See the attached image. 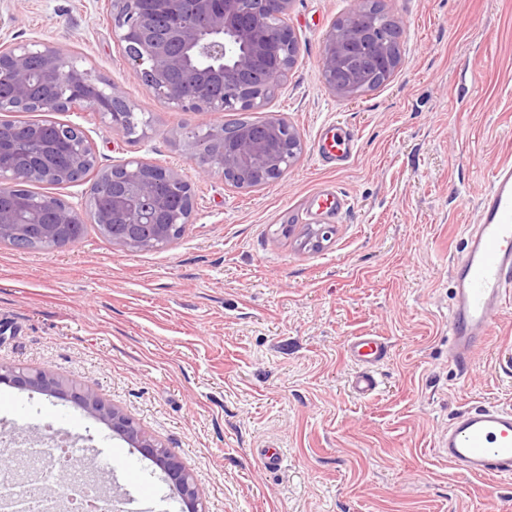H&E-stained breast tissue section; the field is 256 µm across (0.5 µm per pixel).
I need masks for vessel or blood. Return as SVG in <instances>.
<instances>
[{
  "mask_svg": "<svg viewBox=\"0 0 512 512\" xmlns=\"http://www.w3.org/2000/svg\"><path fill=\"white\" fill-rule=\"evenodd\" d=\"M358 139L346 126H331L320 135V160L347 164L357 152ZM453 302L448 328V357L469 368L477 342L495 334L494 314L512 301V163L497 165L482 195L477 221L471 225L466 249L452 269ZM347 353L355 362L354 390L375 392L376 367L388 347L379 337L363 334L351 339ZM455 471L466 477L512 476V408L495 404L459 412L437 443Z\"/></svg>",
  "mask_w": 512,
  "mask_h": 512,
  "instance_id": "1",
  "label": "vessel or blood"
}]
</instances>
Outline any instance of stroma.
Masks as SVG:
<instances>
[{"instance_id": "stroma-1", "label": "stroma", "mask_w": 512, "mask_h": 512, "mask_svg": "<svg viewBox=\"0 0 512 512\" xmlns=\"http://www.w3.org/2000/svg\"><path fill=\"white\" fill-rule=\"evenodd\" d=\"M358 0H295L299 45L288 77L252 117L285 118L302 149L278 181L252 190L199 174L191 141L230 112L168 108L132 76L109 0H0V42L62 48L112 82L148 126L118 133L92 112H12V121L80 125L97 163L182 169L194 210L180 238L131 253L93 223L77 247L0 243V364L91 387L193 473L205 512H512V478L460 476L436 442L459 411L512 407V304L469 371L448 359L450 274L491 170L512 160V0H381L402 25L401 64L353 101L319 60ZM349 126L348 165L322 166L316 139ZM339 191L349 208L319 207ZM333 226L320 248L303 225ZM382 336L376 393L350 382L351 336ZM106 459L116 494L146 512H188L144 459L64 398L0 383V432L46 426ZM282 449L281 468L257 463Z\"/></svg>"}]
</instances>
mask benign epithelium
<instances>
[{
	"instance_id": "1",
	"label": "benign epithelium",
	"mask_w": 512,
	"mask_h": 512,
	"mask_svg": "<svg viewBox=\"0 0 512 512\" xmlns=\"http://www.w3.org/2000/svg\"><path fill=\"white\" fill-rule=\"evenodd\" d=\"M295 0H112V28L136 77L168 107L180 112H250L263 107L282 86L296 63L298 40L288 24ZM358 10L345 14L326 37L320 71L329 89L356 99L373 70L390 76L401 58L392 50L399 23L389 20L392 35L360 23ZM40 61L39 78L30 68ZM0 112H94L128 134L134 108L123 93L77 66L49 43L0 44ZM301 148L298 131L273 117L264 126L248 121L209 131L192 155L200 171L219 176L237 189H253L255 178L273 182L295 161ZM96 171L86 208L112 244L129 252L157 249L190 223L193 194L178 168L129 160L96 169V155L76 124L36 123L24 139L0 120V183L75 184ZM77 210L61 198L18 197L0 206V243L19 249L27 244L69 247L79 242ZM333 227L305 226V242L317 246ZM0 382L51 397H70L89 415L112 428L131 447L160 466L175 494L192 505L199 501L193 475L170 450L143 431L97 390L77 387L44 371L0 367Z\"/></svg>"
}]
</instances>
